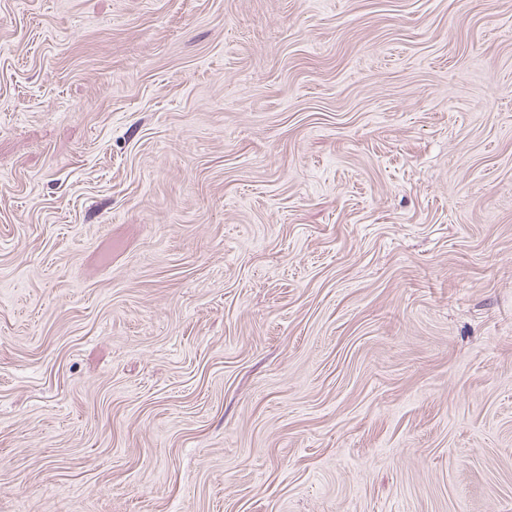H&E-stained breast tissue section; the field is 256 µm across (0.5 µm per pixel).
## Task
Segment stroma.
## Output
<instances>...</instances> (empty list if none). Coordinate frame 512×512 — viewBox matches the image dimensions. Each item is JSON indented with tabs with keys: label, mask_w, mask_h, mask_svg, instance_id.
I'll use <instances>...</instances> for the list:
<instances>
[{
	"label": "stroma",
	"mask_w": 512,
	"mask_h": 512,
	"mask_svg": "<svg viewBox=\"0 0 512 512\" xmlns=\"http://www.w3.org/2000/svg\"><path fill=\"white\" fill-rule=\"evenodd\" d=\"M0 512H512V0H0Z\"/></svg>",
	"instance_id": "1"
}]
</instances>
